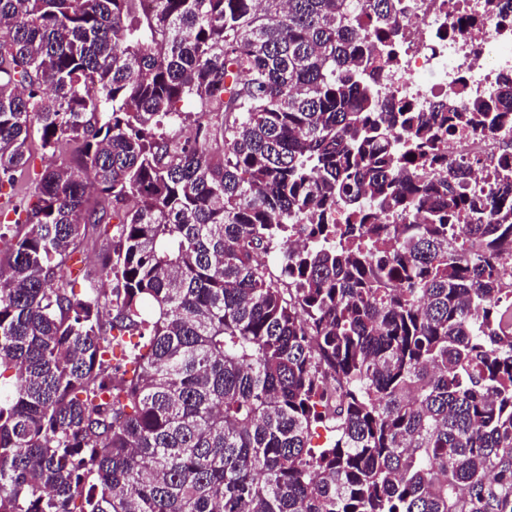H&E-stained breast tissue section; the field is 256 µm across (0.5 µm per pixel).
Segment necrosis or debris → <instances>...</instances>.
<instances>
[{"label": "necrosis or debris", "instance_id": "obj_1", "mask_svg": "<svg viewBox=\"0 0 512 512\" xmlns=\"http://www.w3.org/2000/svg\"><path fill=\"white\" fill-rule=\"evenodd\" d=\"M401 15L379 92L426 112L448 96L464 104L492 97L512 77V7L504 0H401ZM445 145L451 159L471 168L462 192L495 188V137L460 132Z\"/></svg>", "mask_w": 512, "mask_h": 512}]
</instances>
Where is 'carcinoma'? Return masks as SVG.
<instances>
[{"label": "carcinoma", "mask_w": 512, "mask_h": 512, "mask_svg": "<svg viewBox=\"0 0 512 512\" xmlns=\"http://www.w3.org/2000/svg\"><path fill=\"white\" fill-rule=\"evenodd\" d=\"M399 16L0 0V512H512V80L379 100ZM504 134L501 130L491 137H482L470 132L449 135L445 140L448 157L463 165L472 164L469 178L460 185L462 192H481L493 190L498 181V167L494 164L497 154L496 141ZM479 164H474L476 160Z\"/></svg>", "instance_id": "cac0c4a2"}]
</instances>
